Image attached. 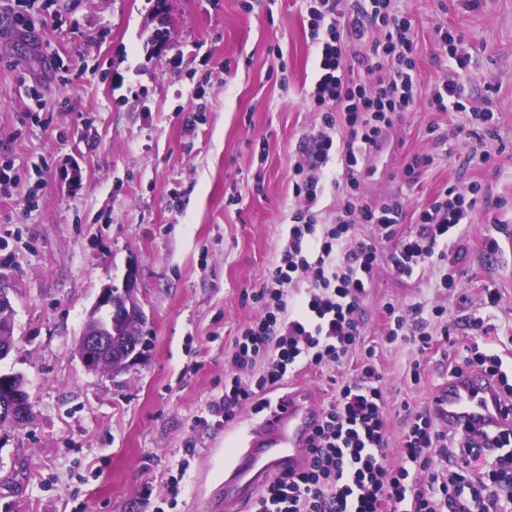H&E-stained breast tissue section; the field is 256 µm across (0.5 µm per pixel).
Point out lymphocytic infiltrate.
I'll return each instance as SVG.
<instances>
[{
	"label": "lymphocytic infiltrate",
	"instance_id": "obj_1",
	"mask_svg": "<svg viewBox=\"0 0 512 512\" xmlns=\"http://www.w3.org/2000/svg\"><path fill=\"white\" fill-rule=\"evenodd\" d=\"M311 38L319 52L310 100L321 124L294 165L293 191L301 205L290 216L288 242L265 282L251 299L258 318L237 336L230 360L236 372L212 415L234 421L244 406L264 408L266 395L299 364L318 368L358 357L355 375L336 385L308 448V467L272 482L253 512H512V499L498 489L512 470V458L496 451L512 445V427L460 429L442 423L429 409L406 411L400 461H387L389 392L374 362L375 350L360 340L359 323L378 262V242L393 245L398 276L445 261L448 233L479 205L480 188L449 186L419 211L412 229L402 231L400 201L366 202L362 186L374 170L366 159L381 151L395 119L412 111L419 96L417 45L411 22L395 0H309ZM460 36L442 31L440 44L457 65L455 75L429 94L439 112H470L466 92L467 57ZM473 125L489 128L492 113L470 112ZM337 162L334 185L341 197L336 221L318 227L315 207L323 192L324 170ZM373 226L372 236L355 233ZM385 340L413 344L426 354L448 339L445 310L435 306L382 307ZM496 380L504 412L512 417V379L492 342L465 346L448 364L457 378L471 367ZM465 434L467 451L444 473L435 459L447 456L448 443Z\"/></svg>",
	"mask_w": 512,
	"mask_h": 512
}]
</instances>
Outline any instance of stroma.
<instances>
[{"label":"stroma","mask_w":512,"mask_h":512,"mask_svg":"<svg viewBox=\"0 0 512 512\" xmlns=\"http://www.w3.org/2000/svg\"><path fill=\"white\" fill-rule=\"evenodd\" d=\"M419 44V89L456 68L438 31L471 57V104L494 115L490 135H466L469 115L401 114L371 156L369 204L400 201L415 216L444 186L481 184L487 203L449 234L467 245L465 272L438 287V269L397 276L380 259L360 334L376 348L391 393L388 461H399L401 404L426 407L448 381V356L470 343L486 286L491 322L512 355V0H396ZM0 0V280L10 289L15 347L0 374L23 375L34 418L0 429V512H209L232 449L259 417L221 426L228 354L258 314L259 286L288 240L293 165L320 124L310 104L317 51L304 0H55L54 17L25 30ZM171 42L147 53L144 30ZM58 52L68 76L50 57ZM438 127L439 136L429 135ZM494 161L468 162L472 151ZM432 163L408 185L413 156ZM499 252L487 256L484 243ZM135 271L146 320L144 355L126 373L86 372L76 353L103 288ZM446 307L450 340L418 355L383 343L384 303ZM421 364V381L406 374ZM302 368L269 393L297 387L327 402L332 378Z\"/></svg>","instance_id":"obj_1"}]
</instances>
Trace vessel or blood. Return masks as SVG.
Wrapping results in <instances>:
<instances>
[{
  "label": "vessel or blood",
  "instance_id": "vessel-or-blood-1",
  "mask_svg": "<svg viewBox=\"0 0 512 512\" xmlns=\"http://www.w3.org/2000/svg\"><path fill=\"white\" fill-rule=\"evenodd\" d=\"M433 408L447 422L496 426L503 421L496 383L476 370L449 381ZM321 416L309 390L297 389L279 399L250 431L244 447L232 454L224 472V493L212 499V512H239L276 478L300 473L308 463V439Z\"/></svg>",
  "mask_w": 512,
  "mask_h": 512
}]
</instances>
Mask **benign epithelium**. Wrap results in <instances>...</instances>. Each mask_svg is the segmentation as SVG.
<instances>
[{"mask_svg": "<svg viewBox=\"0 0 512 512\" xmlns=\"http://www.w3.org/2000/svg\"><path fill=\"white\" fill-rule=\"evenodd\" d=\"M112 287L104 288L90 310L95 316V325L85 331L77 341L76 352L83 368L92 373L108 369L113 375H120L130 369L133 357L123 349L112 350V321L115 319L141 322L146 315L139 302L117 307L112 300ZM0 413L19 425L25 422L28 413L27 401L16 392L0 397Z\"/></svg>", "mask_w": 512, "mask_h": 512, "instance_id": "1", "label": "benign epithelium"}]
</instances>
